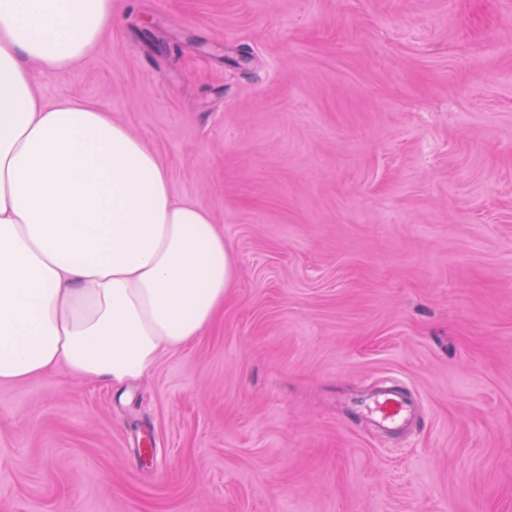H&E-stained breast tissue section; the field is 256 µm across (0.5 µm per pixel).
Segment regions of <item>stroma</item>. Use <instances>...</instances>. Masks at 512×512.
<instances>
[{
  "label": "stroma",
  "instance_id": "1",
  "mask_svg": "<svg viewBox=\"0 0 512 512\" xmlns=\"http://www.w3.org/2000/svg\"><path fill=\"white\" fill-rule=\"evenodd\" d=\"M38 82L237 274L138 382L0 385V512H512V0H113ZM383 383L419 409L390 437L350 408Z\"/></svg>",
  "mask_w": 512,
  "mask_h": 512
}]
</instances>
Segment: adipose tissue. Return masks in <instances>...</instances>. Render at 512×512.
Segmentation results:
<instances>
[{"label":"adipose tissue","mask_w":512,"mask_h":512,"mask_svg":"<svg viewBox=\"0 0 512 512\" xmlns=\"http://www.w3.org/2000/svg\"><path fill=\"white\" fill-rule=\"evenodd\" d=\"M112 0H0V384L63 367L123 384L209 329L236 261L210 214L100 105L46 100Z\"/></svg>","instance_id":"adipose-tissue-1"}]
</instances>
